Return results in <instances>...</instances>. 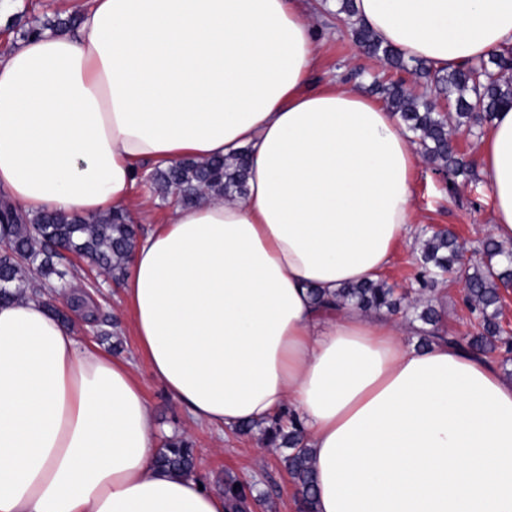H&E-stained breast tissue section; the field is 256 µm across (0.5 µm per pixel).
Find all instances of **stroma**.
Here are the masks:
<instances>
[{"label":"stroma","mask_w":512,"mask_h":512,"mask_svg":"<svg viewBox=\"0 0 512 512\" xmlns=\"http://www.w3.org/2000/svg\"><path fill=\"white\" fill-rule=\"evenodd\" d=\"M77 0H0V53H6L29 26L75 10ZM314 25L322 39L319 62L314 79L319 83L340 82L368 88L373 78L387 77L388 71L379 61L365 57L348 38L349 23L335 9H317ZM482 129H459L453 138L460 151L472 161L470 176L457 180L456 194H448L445 180L435 165L420 161L413 175V203L418 222L409 237L398 246L385 275L389 283L409 287L417 266L422 244L432 232L454 231L465 250L487 238L491 213V193L478 166L477 145ZM99 287L96 299L112 334L101 339L94 329L82 321H74L76 336L86 344L113 352L115 357L136 359V376L154 418L159 439L174 436L192 439L199 452L200 464L195 474L214 490H222L226 480L245 479L254 488L251 512H298L296 488L291 482L278 453L266 447L260 432L241 435L218 433L211 427L193 422L186 409L173 399L156 381L145 357L136 354L129 312L122 288L107 274L94 275ZM462 276L450 274L438 288L442 324L448 333H461L467 328V311L462 304Z\"/></svg>","instance_id":"35a3bbf8"}]
</instances>
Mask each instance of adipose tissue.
Masks as SVG:
<instances>
[{
	"label": "adipose tissue",
	"mask_w": 512,
	"mask_h": 512,
	"mask_svg": "<svg viewBox=\"0 0 512 512\" xmlns=\"http://www.w3.org/2000/svg\"><path fill=\"white\" fill-rule=\"evenodd\" d=\"M436 69L512 46V0H356ZM302 0H93L77 32L0 57V189L26 213L129 208L142 163L250 148L243 197L174 207L139 239L123 293L139 352L194 421L290 408L316 512H512V382L448 343L404 345L352 306L415 222L418 157L360 89L315 85ZM490 235L512 244V108L479 143ZM131 362L81 344L43 302L0 306V512H226L158 469Z\"/></svg>",
	"instance_id": "ef3b65f1"
}]
</instances>
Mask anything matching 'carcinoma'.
<instances>
[{"label":"carcinoma","mask_w":512,"mask_h":512,"mask_svg":"<svg viewBox=\"0 0 512 512\" xmlns=\"http://www.w3.org/2000/svg\"><path fill=\"white\" fill-rule=\"evenodd\" d=\"M336 14L350 20L349 32L354 43L364 52L378 58L397 78L374 82L372 91L379 94L388 108L405 123L424 158L448 175V193L455 192V178L465 176L470 163L454 144L450 131L493 120L496 112L512 106V47L492 53L476 63L450 70H434L430 65H413L397 50L382 44L357 19L355 0H336ZM80 22L74 14L32 25L21 37L29 39L43 34L67 31ZM412 82L423 80L434 85L448 102L452 112H441L427 93L418 94L407 86L402 74ZM249 149L218 159H182L166 168L152 171L150 184L161 198H175L184 206L192 205L207 195L232 198L246 192ZM138 229L125 211L85 217L61 211L29 215L0 194V303L28 297L30 290L49 296L56 288L69 283L73 274L57 267L59 250L77 257L118 279L124 276L137 243ZM475 252L482 255L478 263L464 262V249L451 232H434L423 242L420 263L413 275L416 293L434 291L437 282L447 274L464 271L463 305L469 328L463 334L447 335L438 327L440 315L432 301L420 304L384 280L347 284L336 295V305H353L365 312L402 313L412 315L431 329L425 340L456 343L487 359H498L502 365L512 363V337L507 336L500 321L502 296L500 289L512 284V250L489 237ZM96 285L89 284L70 295L66 308L51 307L64 321H70L69 310L87 304ZM262 431L266 445L286 448L283 464L301 494V508L313 512L315 494L310 464V449L303 444L304 428L292 411H282L263 424L247 423L239 432ZM164 470L183 475L194 473L195 454L192 442L183 438L166 440L156 459Z\"/></svg>","instance_id":"carcinoma-1"}]
</instances>
